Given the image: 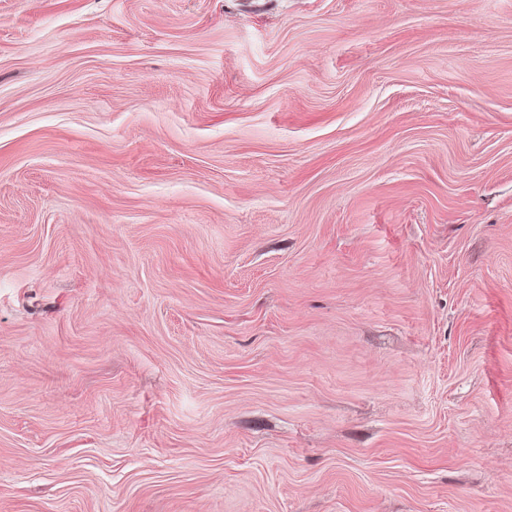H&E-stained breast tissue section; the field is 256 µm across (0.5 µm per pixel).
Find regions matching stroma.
Here are the masks:
<instances>
[{
    "mask_svg": "<svg viewBox=\"0 0 512 512\" xmlns=\"http://www.w3.org/2000/svg\"><path fill=\"white\" fill-rule=\"evenodd\" d=\"M0 512H512V0H0Z\"/></svg>",
    "mask_w": 512,
    "mask_h": 512,
    "instance_id": "35a3bbf8",
    "label": "stroma"
}]
</instances>
